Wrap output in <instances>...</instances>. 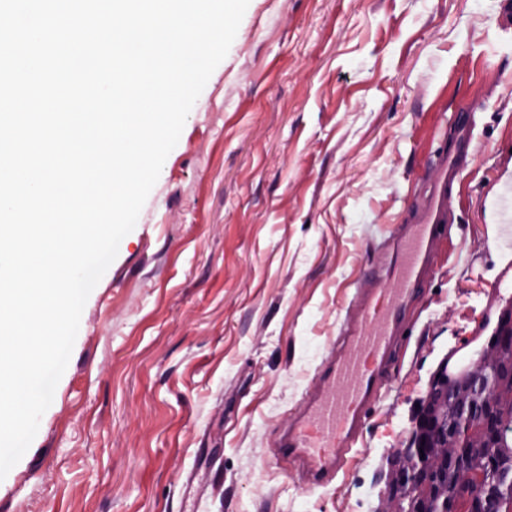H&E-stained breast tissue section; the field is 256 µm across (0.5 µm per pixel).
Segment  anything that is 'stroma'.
<instances>
[{
	"label": "stroma",
	"instance_id": "stroma-1",
	"mask_svg": "<svg viewBox=\"0 0 512 512\" xmlns=\"http://www.w3.org/2000/svg\"><path fill=\"white\" fill-rule=\"evenodd\" d=\"M501 0H250L84 306L0 512H376L432 372L512 305V24ZM479 104L472 160L378 402L330 484L276 441L355 283ZM195 473L203 495L183 484Z\"/></svg>",
	"mask_w": 512,
	"mask_h": 512
}]
</instances>
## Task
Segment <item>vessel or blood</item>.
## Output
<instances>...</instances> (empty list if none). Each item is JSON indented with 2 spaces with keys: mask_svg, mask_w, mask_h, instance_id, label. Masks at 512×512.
Wrapping results in <instances>:
<instances>
[{
  "mask_svg": "<svg viewBox=\"0 0 512 512\" xmlns=\"http://www.w3.org/2000/svg\"><path fill=\"white\" fill-rule=\"evenodd\" d=\"M452 120V145L430 159L436 177L428 182L424 206L412 223L397 225L388 263L360 279L354 313L339 330V351L313 376L321 396L302 402L277 443V458L299 459L312 485L329 483L344 467L403 334L407 308L430 275V252L448 221V197L460 183L470 139L469 112L453 113Z\"/></svg>",
  "mask_w": 512,
  "mask_h": 512,
  "instance_id": "vessel-or-blood-1",
  "label": "vessel or blood"
}]
</instances>
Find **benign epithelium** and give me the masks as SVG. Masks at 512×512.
Here are the masks:
<instances>
[{
    "label": "benign epithelium",
    "instance_id": "1",
    "mask_svg": "<svg viewBox=\"0 0 512 512\" xmlns=\"http://www.w3.org/2000/svg\"><path fill=\"white\" fill-rule=\"evenodd\" d=\"M508 348H512L511 309L499 318L476 356L460 357L454 364L449 357L442 360L424 399L422 418L427 436L410 438L407 447L394 453L388 491L376 512H405L404 503L416 489L443 500L445 512H512L511 500L493 501L485 492V475L492 468L487 449L500 444L502 425L494 421L493 411H474L470 398L474 386L483 383ZM450 406L464 413V418L443 432L439 418ZM435 454L453 464L465 458L450 487L421 479L422 470L433 471Z\"/></svg>",
    "mask_w": 512,
    "mask_h": 512
}]
</instances>
